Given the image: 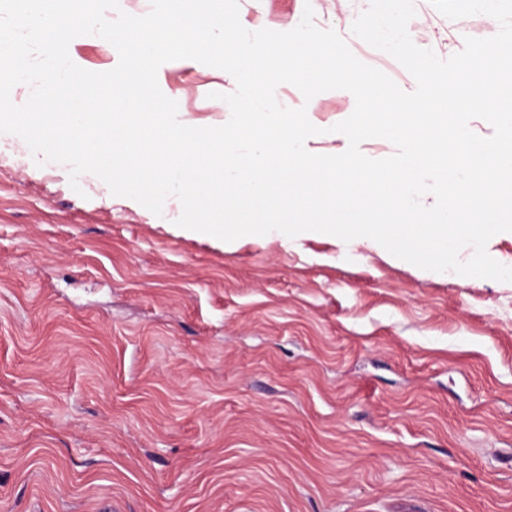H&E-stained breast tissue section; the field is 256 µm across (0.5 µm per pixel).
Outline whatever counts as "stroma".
<instances>
[{
	"instance_id": "stroma-1",
	"label": "stroma",
	"mask_w": 512,
	"mask_h": 512,
	"mask_svg": "<svg viewBox=\"0 0 512 512\" xmlns=\"http://www.w3.org/2000/svg\"><path fill=\"white\" fill-rule=\"evenodd\" d=\"M305 0H239L287 31ZM369 0H315L350 32ZM487 15L420 7L448 58ZM79 67L118 62L95 35ZM159 87L196 126L227 122L225 71L183 59ZM355 107H311L315 146ZM36 166L0 134V512H512V282L438 278L331 238L224 243Z\"/></svg>"
}]
</instances>
